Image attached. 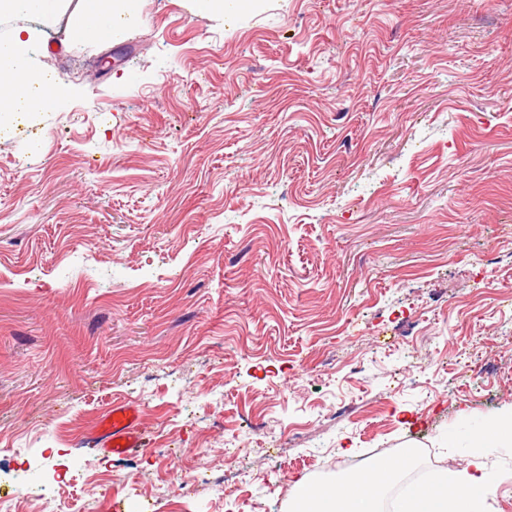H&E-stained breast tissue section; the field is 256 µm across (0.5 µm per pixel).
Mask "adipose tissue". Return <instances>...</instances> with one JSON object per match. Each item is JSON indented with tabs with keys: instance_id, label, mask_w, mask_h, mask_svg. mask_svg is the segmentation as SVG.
Instances as JSON below:
<instances>
[{
	"instance_id": "adipose-tissue-1",
	"label": "adipose tissue",
	"mask_w": 512,
	"mask_h": 512,
	"mask_svg": "<svg viewBox=\"0 0 512 512\" xmlns=\"http://www.w3.org/2000/svg\"><path fill=\"white\" fill-rule=\"evenodd\" d=\"M0 16H24L53 25L64 22L71 42L116 38L139 18V0H0ZM36 33L15 27L0 39V130L17 116L53 110L71 98L70 84L55 78L36 59ZM471 459L461 469L440 471L423 484L409 485L397 512H485L493 480L482 462L487 447L512 446V406L490 416L471 439ZM415 461L412 450L366 464L336 484L301 479L294 484L296 512H379L382 494Z\"/></svg>"
}]
</instances>
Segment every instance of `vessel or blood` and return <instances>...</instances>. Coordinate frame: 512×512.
I'll use <instances>...</instances> for the list:
<instances>
[{"mask_svg": "<svg viewBox=\"0 0 512 512\" xmlns=\"http://www.w3.org/2000/svg\"><path fill=\"white\" fill-rule=\"evenodd\" d=\"M88 435L112 456L127 457L138 453L145 446L142 412L132 402L114 404L97 417Z\"/></svg>", "mask_w": 512, "mask_h": 512, "instance_id": "1", "label": "vessel or blood"}]
</instances>
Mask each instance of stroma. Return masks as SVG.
I'll return each mask as SVG.
<instances>
[{
	"mask_svg": "<svg viewBox=\"0 0 512 512\" xmlns=\"http://www.w3.org/2000/svg\"><path fill=\"white\" fill-rule=\"evenodd\" d=\"M63 37L73 96L0 135V502L288 512L371 448L465 466L512 403V0H140ZM123 402L144 451L85 446ZM482 461L512 512V447Z\"/></svg>",
	"mask_w": 512,
	"mask_h": 512,
	"instance_id": "obj_1",
	"label": "stroma"
}]
</instances>
